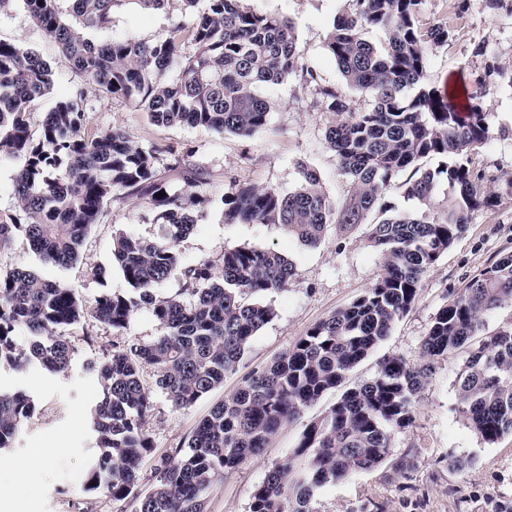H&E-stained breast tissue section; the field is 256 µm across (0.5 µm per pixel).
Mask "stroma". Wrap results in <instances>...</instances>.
<instances>
[{
    "label": "stroma",
    "instance_id": "obj_1",
    "mask_svg": "<svg viewBox=\"0 0 512 512\" xmlns=\"http://www.w3.org/2000/svg\"><path fill=\"white\" fill-rule=\"evenodd\" d=\"M245 4L292 20L301 62L316 77L310 85L295 73L263 86L260 94L271 104L269 122L265 130L246 140L188 125L158 126L131 102L96 95L80 73L60 63L55 43L22 7L0 13V39L34 49L55 69L52 92L32 107V126L40 125L44 112L58 98L81 89L87 99L88 132L115 127L146 148L172 146L190 151L191 163L203 173L198 192L206 202L202 218L177 246L182 264L246 245L276 250L296 267L285 290L260 296V303L271 305L275 316L253 337L238 371L194 406L174 409L156 389L152 370L143 371V384L151 391L152 411L146 428L153 450L142 466L137 486L141 494L152 489V471L160 458L187 440L199 421L233 393L244 376L287 352L311 327L371 288L383 272L379 255L366 243L363 225L347 233L328 225L321 243L308 247L277 224L225 223L222 198L234 185L288 193L300 186L304 165L319 172L322 187L332 199H343L347 191L336 155L325 139L333 115L317 104L314 90L318 84L345 85L325 40L346 0H245ZM184 18L182 0H167L160 10H145L124 0L113 10L111 28L90 32L89 37L96 42L112 38L152 41ZM421 19L445 23L452 32L447 44L428 53L426 74L431 86L445 91L460 107L469 97L480 96L484 77H492L497 86L494 95L480 97L490 138L472 155L471 165L492 175L491 188L500 199L497 206L471 214L466 232L423 277L411 310L350 373L346 381L350 387L372 378L383 357L419 362L423 339L438 311L482 269L512 253V193L506 189L512 179V0L499 7L490 6L489 0H425ZM478 44L484 47L480 56L472 53ZM491 65L496 68L492 74L487 71ZM153 216L149 199H113L92 226L78 262L67 268L42 261L21 234L0 253V274L15 268L38 270L45 278L71 288L86 307L81 321L63 331L73 351L66 373L52 375L34 366L23 370L0 367V385L25 389L37 405L35 417L7 450V458L20 464L39 449L60 448L40 472L18 467L0 474V512H121L122 503L84 489L94 456L89 410L99 396L97 378L85 365L102 360L129 340H153L163 330L142 308L127 330L116 332L99 323L91 307L101 293H129L122 273L112 264V238L120 232L154 237ZM464 359V352L458 351L435 360L432 377L414 404L412 423L392 435L389 463L326 487L314 504L316 512H499L500 504L512 503V434L485 442L458 412L457 377ZM340 395L337 389L324 394L301 420L283 427L259 456L217 478L204 494L206 512H249L255 487L275 463L292 452L306 422L319 418ZM452 456L470 457L474 463L458 472L448 466ZM401 458L412 463L403 476L391 469L392 461Z\"/></svg>",
    "mask_w": 512,
    "mask_h": 512
}]
</instances>
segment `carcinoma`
I'll return each mask as SVG.
<instances>
[{"label": "carcinoma", "instance_id": "obj_1", "mask_svg": "<svg viewBox=\"0 0 512 512\" xmlns=\"http://www.w3.org/2000/svg\"><path fill=\"white\" fill-rule=\"evenodd\" d=\"M19 1L57 45L63 65L84 74L99 95L135 102L157 125L249 138L268 124L270 105L259 88L301 69L292 22L243 0H183L188 20L157 39L102 43L87 31L108 29L122 0H72L77 26L63 19L60 0H0V12ZM423 3L348 0L327 35L342 78L369 103L357 108L336 89L315 87L322 108L336 116L326 140L347 182L341 203L306 167L292 192L237 184L223 199L224 223L280 224L307 246L322 241L328 224L353 228L374 215L367 243L381 257L383 273L215 404L187 443L156 468L154 486L143 496L134 488L152 450L145 429L152 403L141 372L153 370L174 409L192 407L224 385L253 336L275 316L271 306L245 296L287 288L295 268L274 250L247 246L226 250L217 261L181 265L176 246L198 221L201 199L193 188L202 172L185 163L184 153L144 148L117 128L86 136L82 90L58 99L34 132L32 103L52 92V67L35 50L0 40V158L20 162L13 212H0V252L20 232L45 262L73 265L118 192L149 198L158 225L152 239L123 233L113 238L112 260L134 295L103 293L95 300L100 323L123 331L145 307L163 335L87 363L100 395L91 410L98 452L86 490L126 501L131 512H204L203 495L212 482L260 455L284 425L340 386L411 309L422 278L463 233L470 212L496 206L498 196L484 189L492 178L471 167V153L489 138L486 113L478 103L457 111L426 82L427 53L447 44L451 30L441 22L421 23ZM370 32L379 34V44L366 38ZM162 152L181 169L182 188L159 176ZM429 157L439 159L435 168L418 166ZM406 171L401 188L412 207L403 210L387 193ZM178 267L182 288L157 293ZM509 303L512 253L481 271L437 313L423 340L422 362L383 358L373 378L306 424L293 452L254 489L249 512H314L312 503L325 487L386 463L391 436L410 424L432 361L455 350L467 354L458 379L461 416L486 442L511 434L512 326L485 331L486 316ZM82 315L71 289L33 270L0 276V366L66 372L72 355L63 330ZM18 325L31 336L25 349L13 340ZM35 413L29 393L0 388V450L13 446Z\"/></svg>", "mask_w": 512, "mask_h": 512}]
</instances>
